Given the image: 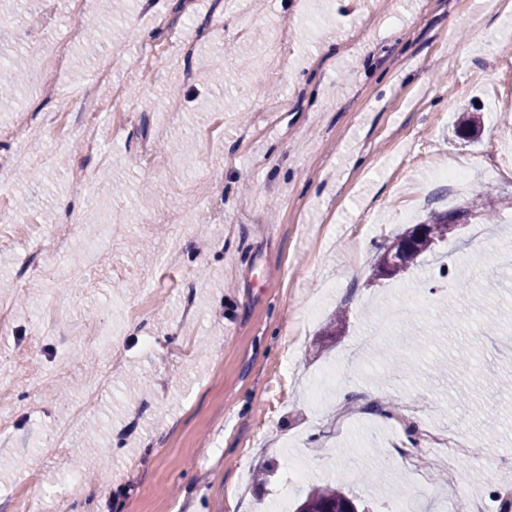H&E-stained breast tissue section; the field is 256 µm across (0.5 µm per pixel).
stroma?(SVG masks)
<instances>
[{"label":"stroma","instance_id":"obj_1","mask_svg":"<svg viewBox=\"0 0 512 512\" xmlns=\"http://www.w3.org/2000/svg\"><path fill=\"white\" fill-rule=\"evenodd\" d=\"M0 0V54L64 67L15 84L0 112V512H277L338 483L373 512H439L448 485L490 495L512 470L431 456L417 490L394 466L424 423L512 451V6L489 0ZM98 20L99 37L87 23ZM154 47L144 56L145 47ZM96 86L89 123L67 89ZM481 130L457 132L460 113ZM32 172L21 180L23 172ZM472 211L389 280L378 248L431 213ZM208 199L214 220L199 216ZM74 204L78 229L60 223ZM126 225L104 235V218ZM179 237L177 268L165 263ZM56 239L72 241L65 253ZM94 284L70 280L85 244ZM43 259L54 281L31 268ZM448 269L447 278L439 270ZM342 327L320 334L337 309ZM381 340L363 348L365 332ZM409 346L405 361L396 349ZM328 390L336 423L311 399ZM112 385L50 442L66 406ZM410 412L379 446L375 402Z\"/></svg>","mask_w":512,"mask_h":512}]
</instances>
